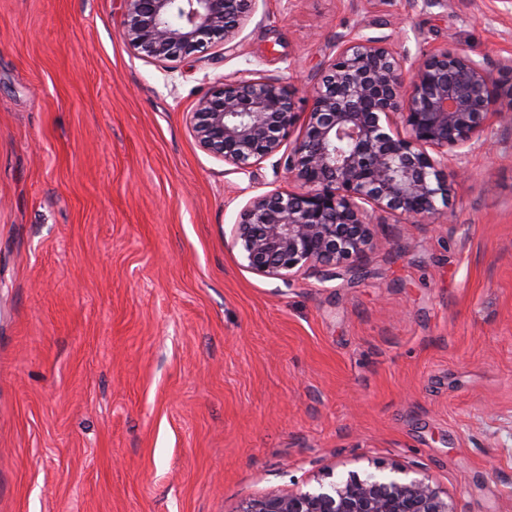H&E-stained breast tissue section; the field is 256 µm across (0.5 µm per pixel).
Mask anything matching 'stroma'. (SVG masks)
Returning <instances> with one entry per match:
<instances>
[{
  "label": "stroma",
  "mask_w": 512,
  "mask_h": 512,
  "mask_svg": "<svg viewBox=\"0 0 512 512\" xmlns=\"http://www.w3.org/2000/svg\"><path fill=\"white\" fill-rule=\"evenodd\" d=\"M123 0H0V512H236L331 468L418 471L512 512V122L435 224L291 282L231 232L280 185L190 112L254 69L300 86L337 35L512 59V0H255L235 52L165 63Z\"/></svg>",
  "instance_id": "35a3bbf8"
}]
</instances>
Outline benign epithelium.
Instances as JSON below:
<instances>
[{
    "label": "benign epithelium",
    "mask_w": 512,
    "mask_h": 512,
    "mask_svg": "<svg viewBox=\"0 0 512 512\" xmlns=\"http://www.w3.org/2000/svg\"><path fill=\"white\" fill-rule=\"evenodd\" d=\"M122 39L138 57L173 61L237 49L254 0H124ZM318 77L298 90L242 70L190 116L200 146L236 171L279 157L287 186L256 195L232 231L245 268L285 282L351 272L374 249L371 214L431 223L448 203V156L491 151L488 130L512 112V61L500 74L458 48L412 57L387 36L339 34ZM303 93L307 110H298ZM310 490L244 502L237 512H454L448 493L397 464L350 471Z\"/></svg>",
    "instance_id": "benign-epithelium-1"
}]
</instances>
